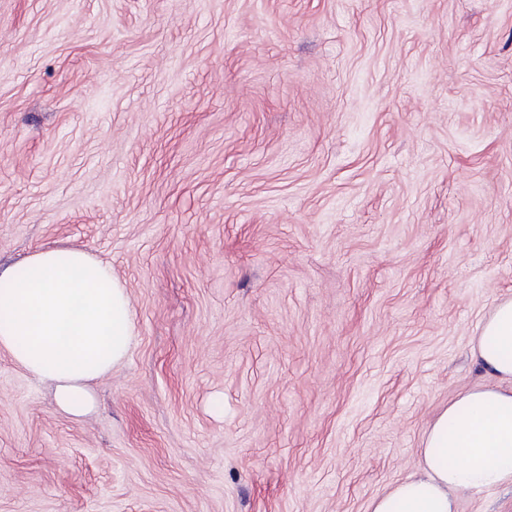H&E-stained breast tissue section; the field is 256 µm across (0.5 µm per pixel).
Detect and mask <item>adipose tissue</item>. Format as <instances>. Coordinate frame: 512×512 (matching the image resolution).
I'll use <instances>...</instances> for the list:
<instances>
[{
    "instance_id": "ef3b65f1",
    "label": "adipose tissue",
    "mask_w": 512,
    "mask_h": 512,
    "mask_svg": "<svg viewBox=\"0 0 512 512\" xmlns=\"http://www.w3.org/2000/svg\"><path fill=\"white\" fill-rule=\"evenodd\" d=\"M135 334L125 286L101 259L43 247L0 272V349L53 389L73 418L95 406L89 384L126 358ZM497 378L461 394L429 426L419 471L392 484L371 512H456V495L512 486V298L499 299L473 347Z\"/></svg>"
}]
</instances>
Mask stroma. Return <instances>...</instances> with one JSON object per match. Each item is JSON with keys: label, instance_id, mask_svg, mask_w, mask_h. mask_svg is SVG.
Here are the masks:
<instances>
[{"label": "stroma", "instance_id": "stroma-1", "mask_svg": "<svg viewBox=\"0 0 512 512\" xmlns=\"http://www.w3.org/2000/svg\"><path fill=\"white\" fill-rule=\"evenodd\" d=\"M108 261L97 409L0 350V512H369L490 383L512 0H0V270Z\"/></svg>", "mask_w": 512, "mask_h": 512}]
</instances>
